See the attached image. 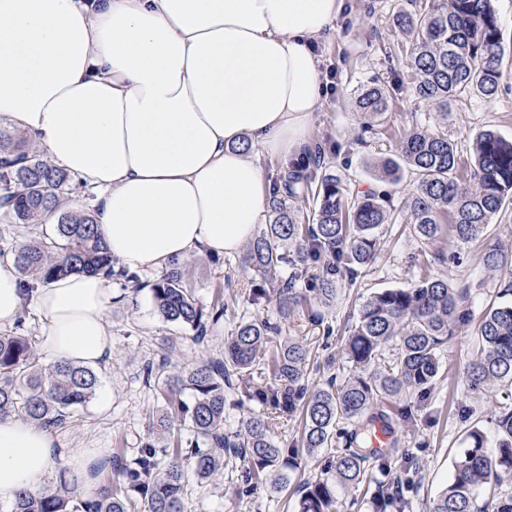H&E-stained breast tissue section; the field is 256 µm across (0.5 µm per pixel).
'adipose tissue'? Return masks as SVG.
Returning <instances> with one entry per match:
<instances>
[{"instance_id":"obj_1","label":"adipose tissue","mask_w":512,"mask_h":512,"mask_svg":"<svg viewBox=\"0 0 512 512\" xmlns=\"http://www.w3.org/2000/svg\"><path fill=\"white\" fill-rule=\"evenodd\" d=\"M343 0H0V119L96 190V230L130 272L236 253L262 223L263 157L297 159L321 103L316 40ZM112 285L74 273L24 292L0 259V326L34 309L49 362L112 351ZM87 491L102 454L0 421V496L55 459Z\"/></svg>"}]
</instances>
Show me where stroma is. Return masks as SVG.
<instances>
[{
	"instance_id": "35a3bbf8",
	"label": "stroma",
	"mask_w": 512,
	"mask_h": 512,
	"mask_svg": "<svg viewBox=\"0 0 512 512\" xmlns=\"http://www.w3.org/2000/svg\"><path fill=\"white\" fill-rule=\"evenodd\" d=\"M428 2L345 0L335 30L320 43L323 95L305 153L312 169L340 176L349 192L373 187L371 163L394 153L409 130L436 122L433 108L406 90L411 74L405 66V52L413 38L395 22L400 12ZM494 5L504 50L498 96L490 104L479 99L462 100L448 110V138L465 155L479 130L491 127L512 139V0H495ZM372 81L383 85L388 100L387 112L375 123L368 122L356 107L360 89ZM377 235L378 250L365 276L342 289L332 306L307 301L295 306L285 319L279 315L276 300L258 307L245 305L251 285L237 269V255L187 257L178 269L205 317H216L218 307L226 309L225 316L218 317V324L212 326L208 342L202 344L195 341L191 329L167 321L157 311L150 286L160 281V274L142 273L143 287L136 291L127 288L122 277L113 276L122 300L109 312L111 358L98 371L100 384L95 396L78 409L73 422L57 430L62 445L135 453L152 440L153 419L171 409L161 374L148 373V365L159 363L165 355L172 370H190L223 351L225 337L233 333L243 315L278 325L268 351H276L291 338L305 339L321 365L319 373L310 374V382L322 384L332 375L345 378L349 369L343 359V344L360 305L374 291L410 287L417 275L416 258L427 255L432 259L434 275L467 289L468 320L440 352L436 385L424 399L408 404L411 418L402 415L403 400L382 404L396 448L387 453L384 468L374 469L373 478L378 483L398 485L408 503L406 512H429L431 501L448 483L454 461L468 446L466 432L479 428L488 448H495L494 414L499 407L512 404V389L490 387L473 394L464 376L478 320L489 303L498 300L507 281L504 273L484 268L481 253L489 242L512 252V206L493 218L484 241L462 242L446 235L425 245L405 223L382 225ZM246 467V461H237L234 470L209 482L186 470L187 512H296L300 485L320 475L324 458L298 455L290 484L280 492L262 484L251 493H242L238 477Z\"/></svg>"
}]
</instances>
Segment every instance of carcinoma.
<instances>
[{"instance_id": "1", "label": "carcinoma", "mask_w": 512, "mask_h": 512, "mask_svg": "<svg viewBox=\"0 0 512 512\" xmlns=\"http://www.w3.org/2000/svg\"><path fill=\"white\" fill-rule=\"evenodd\" d=\"M397 21L416 36L407 56L415 98L435 108L444 120L451 101L495 100L503 48L493 0H439L431 8L403 12ZM356 103L368 116L387 110L386 93L379 85L362 88ZM397 150V158L375 161L372 173L390 184L399 183L405 169L413 174L406 223L423 242L433 243L448 231L461 241L476 240L487 234L502 207L512 203V139L494 129L475 135L468 160L448 140L445 125L411 130ZM72 181L67 171L31 150L25 139L0 127V198L21 224L38 228L56 218L50 235L11 250L17 272L30 288L72 273H113V259L95 231V217L60 211V200ZM301 183L315 186L311 224L302 223L289 203L299 195L296 186ZM271 199L274 222L250 240L241 270L257 273L262 280L250 289L247 303L258 306L273 294L284 319L288 307L302 298V287L326 304L338 288L354 285L373 262L378 228L394 219L388 195L350 196L334 175L287 170L273 184ZM285 240L296 250V258L277 250L276 243ZM481 259L491 270L508 267V256L498 245L487 246ZM320 261L322 274L306 279L308 265ZM288 266L292 271L285 277L281 270ZM151 291L166 320L191 328L198 342L206 339L209 325L203 308L183 287L180 271H170ZM465 298V289L429 272L421 273L408 288L373 293L361 305L344 345L353 376L339 385L332 378L311 392L305 384L310 366L306 343L290 339L268 358L269 336L278 327L259 318L243 319L224 340L223 353L164 378L170 393L190 391L192 403L178 402L174 415L153 423V434L166 439L178 421L188 426L187 436L170 446L148 442L130 456L112 454L110 474L120 480L116 490L104 485L95 498L76 506L77 490L64 481L37 493L18 492L12 512H136L140 503L148 512H185V468L190 466L198 479L209 480L239 458L249 463L241 476L242 492L270 476L273 488H281L289 476L279 465L283 449L273 440V426L276 413L297 409L303 422L302 451L308 456L328 454L321 476L302 486L298 512H343L337 489L355 490L367 482L371 462L366 445L374 409L388 400L420 398L430 390L440 371V351L457 322L464 320L460 307ZM19 329L18 324L16 331L0 334V420L22 417L45 428H61L95 395L99 376L70 363L42 364L31 339ZM476 334L466 365L470 390L512 386V302L487 306ZM388 351L396 357L386 359ZM263 368L278 382L277 388L255 379V372ZM237 394L271 411L254 413L241 428L227 431L226 402ZM342 421L354 426L350 445L334 448L333 431ZM495 425L499 440L493 451L479 429L466 433L469 447L455 462L452 477L430 512H512V491H499L504 480L512 478V405L499 408ZM162 456L168 463L161 469ZM370 499L374 512L406 508L384 484L376 485Z\"/></svg>"}]
</instances>
